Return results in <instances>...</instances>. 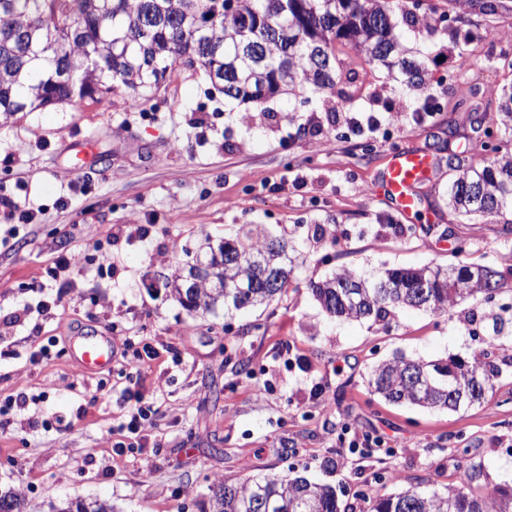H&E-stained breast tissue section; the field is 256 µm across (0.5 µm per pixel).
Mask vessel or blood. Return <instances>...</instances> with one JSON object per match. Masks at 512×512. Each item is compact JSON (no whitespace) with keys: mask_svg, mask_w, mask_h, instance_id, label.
<instances>
[{"mask_svg":"<svg viewBox=\"0 0 512 512\" xmlns=\"http://www.w3.org/2000/svg\"><path fill=\"white\" fill-rule=\"evenodd\" d=\"M434 174V163L421 151L394 152L378 181L379 188L391 198L396 211L409 215L417 210V184L428 181ZM70 351L79 365L89 371L107 368L113 360L109 337L85 334L75 337Z\"/></svg>","mask_w":512,"mask_h":512,"instance_id":"1","label":"vessel or blood"}]
</instances>
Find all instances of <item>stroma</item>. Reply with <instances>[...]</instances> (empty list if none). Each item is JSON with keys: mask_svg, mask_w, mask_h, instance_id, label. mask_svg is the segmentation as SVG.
Listing matches in <instances>:
<instances>
[{"mask_svg": "<svg viewBox=\"0 0 512 512\" xmlns=\"http://www.w3.org/2000/svg\"><path fill=\"white\" fill-rule=\"evenodd\" d=\"M503 3L491 17L409 32L434 57L427 86L442 107L421 120L383 66L355 55L348 96L317 93L304 107L285 96L228 101L203 72L181 71L145 101L119 90L0 127V400L27 398L0 416V489L21 492L31 512L77 499L116 512H208L216 480L303 476L362 512L365 498L395 492L374 479L384 469L442 492L469 458L483 465L484 491L512 483V308L471 297L442 314L404 309L385 325L336 321L310 290L345 266L367 276L444 266L460 240L465 262L497 266L512 250V224L448 208L449 154L476 165L483 151L469 128L449 136L447 109L476 86L480 107L495 112L512 85V0ZM462 52L471 59L463 71ZM345 112L379 113L382 126L352 134L338 124ZM88 137L94 154L70 173L67 147ZM401 149L435 160L409 217L365 191ZM24 192L45 211L6 236L9 203ZM397 224L414 234H395ZM253 226L294 241L276 308L194 315L157 282L207 242ZM73 250L85 252L83 265L63 285L46 279L44 267ZM78 332L155 349L135 386L156 409L144 449L115 454L108 434L127 405L122 357L100 372L66 353L31 362L49 338L65 347ZM488 335L500 373L483 405H392L368 388L371 368L393 355L467 361ZM103 385L110 395L100 396Z\"/></svg>", "mask_w": 512, "mask_h": 512, "instance_id": "35a3bbf8", "label": "stroma"}]
</instances>
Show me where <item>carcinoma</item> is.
I'll list each match as a JSON object with an SVG mask.
<instances>
[{
	"label": "carcinoma",
	"instance_id": "carcinoma-1",
	"mask_svg": "<svg viewBox=\"0 0 512 512\" xmlns=\"http://www.w3.org/2000/svg\"><path fill=\"white\" fill-rule=\"evenodd\" d=\"M448 11L492 16L497 0H446ZM432 14H414L401 0H0V125L22 112L68 102L100 101L119 88L145 99L182 65L198 67L224 97L258 106L288 94L304 106L306 92L336 94L352 69L337 47H348L368 63L404 78L411 93L425 88L428 60L399 32L431 26ZM458 100L448 111V129L477 126L486 152L481 166H464L448 187V207L467 219L512 217V92L498 111L481 112ZM289 243L270 237L235 236L207 257L208 277L187 285L183 270L164 275L163 285L192 314L218 307L240 310L277 303L287 293L293 270ZM267 255L281 277L276 288L255 286V256ZM507 272L480 264L391 268L365 277L344 268L310 285L316 301L338 319L386 321L402 308L446 313L460 301L487 290L506 292L512 254L501 259ZM468 272L470 288L455 287ZM471 362L426 361L394 355L373 366L371 392L391 404L458 410L481 405L488 382L499 375L493 339ZM483 466H460L458 485L423 493L415 486L367 501L365 512H512V484L483 493ZM24 496L0 492V512H27ZM59 512H112L105 500L70 502ZM210 512H354L328 484L276 475L211 488Z\"/></svg>",
	"mask_w": 512,
	"mask_h": 512
}]
</instances>
